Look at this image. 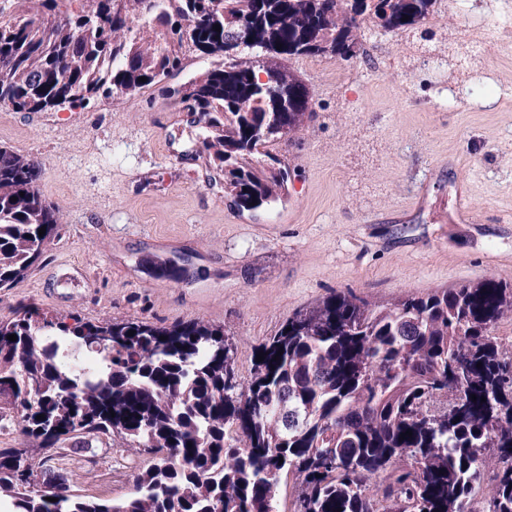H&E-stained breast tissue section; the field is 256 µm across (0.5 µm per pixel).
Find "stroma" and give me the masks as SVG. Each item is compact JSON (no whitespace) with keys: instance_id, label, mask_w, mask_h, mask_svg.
Here are the masks:
<instances>
[{"instance_id":"1","label":"stroma","mask_w":512,"mask_h":512,"mask_svg":"<svg viewBox=\"0 0 512 512\" xmlns=\"http://www.w3.org/2000/svg\"><path fill=\"white\" fill-rule=\"evenodd\" d=\"M448 46L466 92L432 111L445 76L411 62L406 39L357 60H288L314 89L305 131L277 142L291 170L274 211L241 212L186 154L195 131L157 89L77 112L0 108V147L37 158L43 198L65 215L42 261L0 290V319L21 303L92 321L137 316L156 325L223 327L239 376L255 346L298 310L352 289L375 305L439 288L512 284V55L492 30L512 0H443ZM470 183L469 221L454 222L450 184ZM188 260L194 276H150L146 259ZM80 268L87 281L60 283ZM121 440H73L54 466L82 494L116 501L153 463Z\"/></svg>"}]
</instances>
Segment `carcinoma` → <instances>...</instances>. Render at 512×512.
Wrapping results in <instances>:
<instances>
[{
  "mask_svg": "<svg viewBox=\"0 0 512 512\" xmlns=\"http://www.w3.org/2000/svg\"><path fill=\"white\" fill-rule=\"evenodd\" d=\"M438 2L0 0V107L72 111L158 86L192 115L208 180L224 181L242 211L273 210L289 173L271 147L313 114V88L285 59L350 64L374 29L429 41L446 31L428 26ZM244 31L252 42L225 56ZM263 54L274 59L270 94L256 84ZM189 55L219 62L168 84ZM40 175L34 157L0 148V289L42 259L64 223ZM508 310L512 286L493 281L385 306L334 291L259 344L241 380L221 326L92 322L19 304L0 320V424L19 422L54 455L35 484L26 451L0 448V498L8 512H277L292 473L293 512H470L478 456L493 448L498 491L481 512H512V357L494 334ZM33 383L41 395L30 403ZM78 426L134 454L151 441L155 463L135 473L130 497L77 494L50 465ZM379 473L381 497H370ZM296 485L297 480L294 475H282L276 510L279 512H291L293 510V503L298 490Z\"/></svg>",
  "mask_w": 512,
  "mask_h": 512,
  "instance_id": "1",
  "label": "carcinoma"
}]
</instances>
